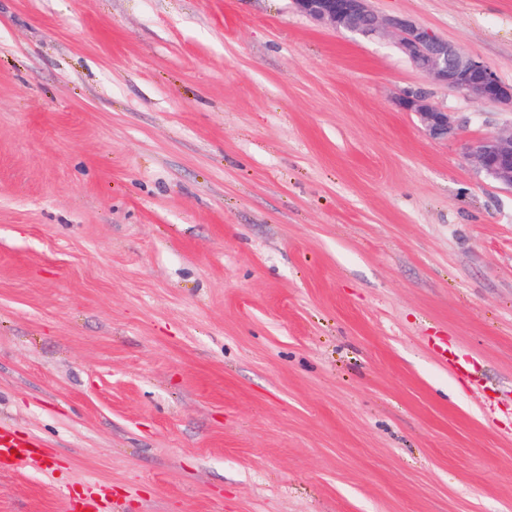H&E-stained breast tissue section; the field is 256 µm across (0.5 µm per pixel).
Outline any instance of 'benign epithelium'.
<instances>
[{
  "mask_svg": "<svg viewBox=\"0 0 512 512\" xmlns=\"http://www.w3.org/2000/svg\"><path fill=\"white\" fill-rule=\"evenodd\" d=\"M311 20L364 38L391 30L400 52L434 81L469 97L512 105V84L502 81L483 61L462 52L414 19L406 16L382 21L370 0H293ZM404 112L418 115L433 139L456 135L451 113L434 105L421 91H404L397 99ZM478 167L495 183L512 189V133L484 137L471 147Z\"/></svg>",
  "mask_w": 512,
  "mask_h": 512,
  "instance_id": "obj_1",
  "label": "benign epithelium"
}]
</instances>
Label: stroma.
I'll return each mask as SVG.
<instances>
[{
  "label": "stroma",
  "instance_id": "1",
  "mask_svg": "<svg viewBox=\"0 0 512 512\" xmlns=\"http://www.w3.org/2000/svg\"><path fill=\"white\" fill-rule=\"evenodd\" d=\"M371 5L512 84V0ZM510 131L292 0H0V512H512ZM397 105L404 112L418 115L431 138L448 140L456 135L457 127L451 113L434 105L423 92L405 90L398 97ZM471 155L493 182L512 189V132L478 140L471 147ZM11 450H16L17 455H12ZM45 452L40 439L0 429V458L14 460L19 467H28L41 462Z\"/></svg>",
  "mask_w": 512,
  "mask_h": 512
}]
</instances>
